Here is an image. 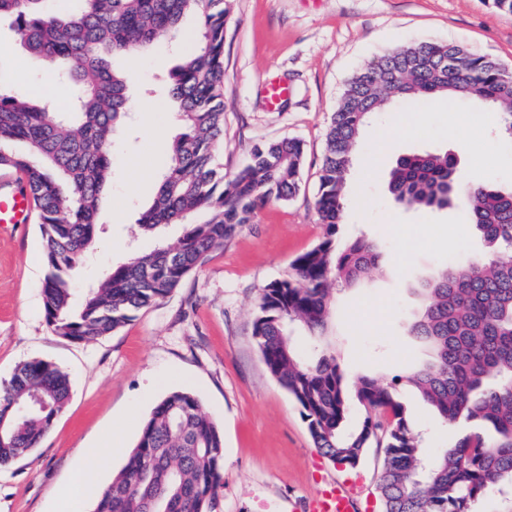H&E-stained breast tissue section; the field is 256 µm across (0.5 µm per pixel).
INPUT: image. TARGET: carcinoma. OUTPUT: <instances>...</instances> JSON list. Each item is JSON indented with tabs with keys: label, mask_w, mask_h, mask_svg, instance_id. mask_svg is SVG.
<instances>
[{
	"label": "carcinoma",
	"mask_w": 512,
	"mask_h": 512,
	"mask_svg": "<svg viewBox=\"0 0 512 512\" xmlns=\"http://www.w3.org/2000/svg\"><path fill=\"white\" fill-rule=\"evenodd\" d=\"M67 13L52 0H0L27 50L77 85L68 112L48 99L0 92V170H11L27 190L39 224L46 274V325L73 342L109 336L136 313L173 293L212 252L252 222L256 209L287 200L299 189L303 145L296 139L254 146L231 177L219 154L224 141V22L227 0H82ZM199 23L198 45L167 79L177 104L179 133L152 204L138 220L151 233L182 224L176 242L137 251L111 267L74 303L69 271L83 260L100 231L114 132L129 112L130 82L111 67L116 54L146 53L177 33L188 16ZM428 62L433 70L423 68ZM435 97L469 100L499 115L512 140V72L469 49L422 41L389 51L349 81L326 132L315 209L323 240L292 263L293 275L267 285L253 322L262 361L300 407L310 437L331 460L356 466L385 429L379 476L382 512H473L489 493H512V188L460 180L457 161L442 151L397 159L388 174L394 200L413 210L440 208L443 197L467 214L487 246L481 254L434 270L417 288L422 305L408 332L430 349L429 362L408 382L447 423L475 428L433 457L422 432L386 385L361 377L356 396L368 411L350 431L344 375L322 348L305 360L289 328L325 335L333 285H357L379 265L381 252L366 237L342 249L346 187L361 131L390 103ZM71 393L60 366L42 359L20 364L0 383V467L35 449ZM224 435L189 392L168 393L142 421L123 468L101 492L93 512H209L221 484Z\"/></svg>",
	"instance_id": "obj_1"
}]
</instances>
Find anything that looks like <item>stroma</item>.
Wrapping results in <instances>:
<instances>
[{
    "label": "stroma",
    "mask_w": 512,
    "mask_h": 512,
    "mask_svg": "<svg viewBox=\"0 0 512 512\" xmlns=\"http://www.w3.org/2000/svg\"><path fill=\"white\" fill-rule=\"evenodd\" d=\"M197 20L183 35L157 39L131 80L132 109L112 144V176L102 211L119 209L87 257L70 272L83 293L135 250L175 242L182 225L140 235L137 222L155 197L175 134L164 81ZM432 40L458 43L512 69V12L489 0H230L224 28L225 174L245 166L258 143L295 138L304 147L300 187L285 201L260 207L223 249L210 254L174 293L141 311L111 335L90 343L56 336L43 312L45 267L37 223L0 230V382L19 364L40 358L68 372L72 390L38 448L0 470V512H55L86 448L120 445L103 479L123 465L139 431L125 425L130 410L147 417L167 393H194L224 433V468L213 512H296L320 481L352 480L360 504L378 505L384 450L366 448L356 467L328 459L312 441L300 408L268 373L253 332L262 288L292 275V262L322 240L314 207L332 112L350 77L387 50ZM287 82L289 93L268 107L266 90ZM48 91L59 105L74 86L0 28V91L30 97ZM473 131L458 136L462 123ZM498 115L448 102L392 104L361 131L349 177L344 222L336 240H374L384 256L355 288H335L327 332L329 351L349 383L369 376L391 386L412 424L436 454L467 423L448 425L408 383L428 359L407 331L419 307L412 282L435 267L484 251L463 210L413 211L397 204L385 176L396 159L423 149L452 154L462 181L512 185V141L498 133ZM138 178L140 192L127 191Z\"/></svg>",
    "instance_id": "obj_1"
}]
</instances>
